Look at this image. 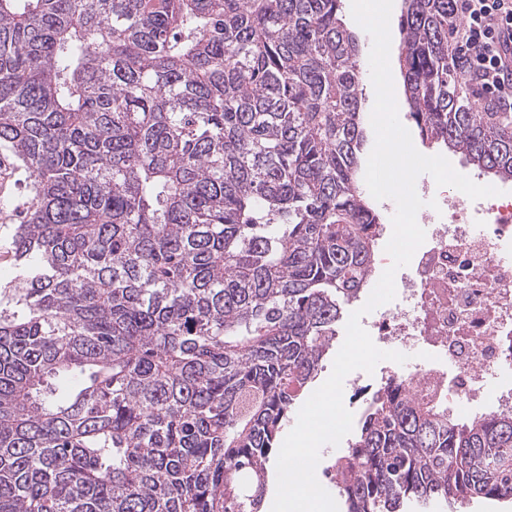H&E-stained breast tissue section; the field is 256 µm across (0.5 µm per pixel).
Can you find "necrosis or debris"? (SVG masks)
Segmentation results:
<instances>
[{
  "label": "necrosis or debris",
  "mask_w": 512,
  "mask_h": 512,
  "mask_svg": "<svg viewBox=\"0 0 512 512\" xmlns=\"http://www.w3.org/2000/svg\"><path fill=\"white\" fill-rule=\"evenodd\" d=\"M426 243L396 283L398 302L365 330L387 349L411 354L428 346L432 359L385 367L416 395L448 407L512 410V196L472 202L457 192L424 207ZM448 369H441L440 361Z\"/></svg>",
  "instance_id": "1"
}]
</instances>
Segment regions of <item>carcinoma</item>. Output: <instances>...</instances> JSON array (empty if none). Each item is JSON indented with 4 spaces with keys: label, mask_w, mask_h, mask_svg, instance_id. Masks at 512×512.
<instances>
[{
    "label": "carcinoma",
    "mask_w": 512,
    "mask_h": 512,
    "mask_svg": "<svg viewBox=\"0 0 512 512\" xmlns=\"http://www.w3.org/2000/svg\"><path fill=\"white\" fill-rule=\"evenodd\" d=\"M342 4L0 0V512H263L383 232ZM457 8L404 0L408 119L509 182L512 116L457 91ZM331 470L343 512L510 500L512 414L392 378ZM14 228L15 224H12V216L9 213L0 212V283L2 286L15 273L14 262L10 259L8 253Z\"/></svg>",
    "instance_id": "carcinoma-1"
}]
</instances>
